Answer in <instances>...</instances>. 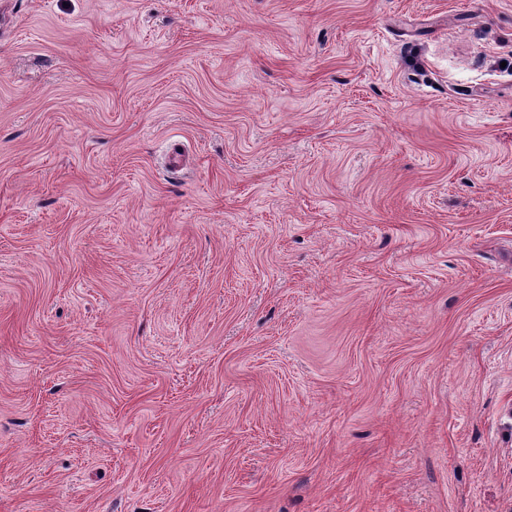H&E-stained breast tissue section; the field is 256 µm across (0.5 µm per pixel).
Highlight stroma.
<instances>
[{"mask_svg":"<svg viewBox=\"0 0 512 512\" xmlns=\"http://www.w3.org/2000/svg\"><path fill=\"white\" fill-rule=\"evenodd\" d=\"M0 512H512V0H0Z\"/></svg>","mask_w":512,"mask_h":512,"instance_id":"stroma-1","label":"stroma"}]
</instances>
